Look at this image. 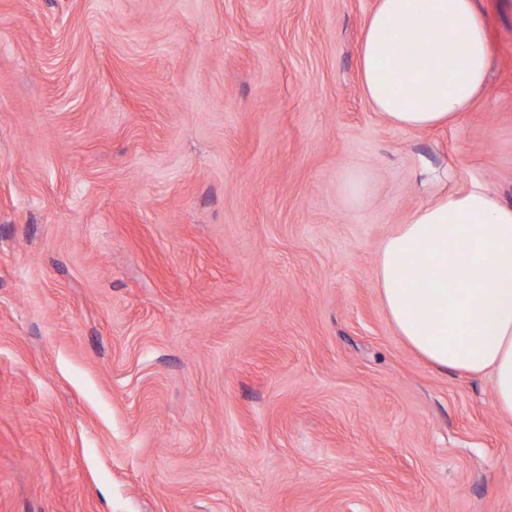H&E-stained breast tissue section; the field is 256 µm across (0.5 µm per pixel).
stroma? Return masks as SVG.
<instances>
[{
    "mask_svg": "<svg viewBox=\"0 0 512 512\" xmlns=\"http://www.w3.org/2000/svg\"><path fill=\"white\" fill-rule=\"evenodd\" d=\"M475 4L485 90L416 131L362 93L376 0H0V512H512L491 378L375 274L438 194L512 205ZM339 190L352 203L361 201L368 192V181L359 172L348 173L339 183Z\"/></svg>",
    "mask_w": 512,
    "mask_h": 512,
    "instance_id": "35a3bbf8",
    "label": "stroma"
}]
</instances>
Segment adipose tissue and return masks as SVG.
Returning <instances> with one entry per match:
<instances>
[{
	"label": "adipose tissue",
	"instance_id": "ef3b65f1",
	"mask_svg": "<svg viewBox=\"0 0 512 512\" xmlns=\"http://www.w3.org/2000/svg\"><path fill=\"white\" fill-rule=\"evenodd\" d=\"M435 47L410 55V44ZM491 52L473 0H377L358 50L367 102L392 125L453 123L482 94ZM377 288L399 336L440 371L493 380L512 417V206L472 188L415 210L376 257Z\"/></svg>",
	"mask_w": 512,
	"mask_h": 512
}]
</instances>
